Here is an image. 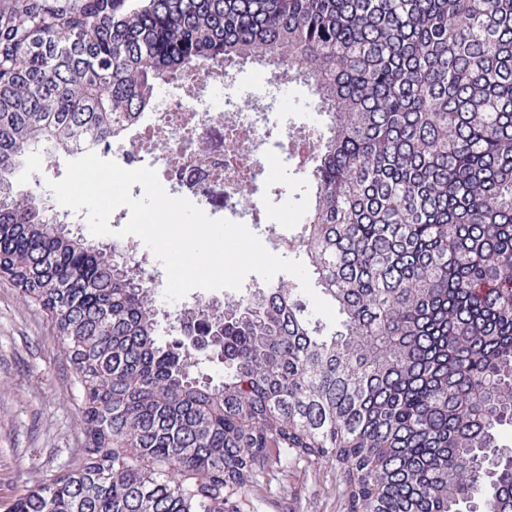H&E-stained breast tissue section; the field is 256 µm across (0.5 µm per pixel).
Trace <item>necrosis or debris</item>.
<instances>
[{"mask_svg": "<svg viewBox=\"0 0 512 512\" xmlns=\"http://www.w3.org/2000/svg\"><path fill=\"white\" fill-rule=\"evenodd\" d=\"M277 95V83L236 71L193 77L161 95L112 147L120 151L125 141H134L147 155L149 168L159 172L206 171L224 189L225 219L237 222L258 205L243 196L242 185L272 183L294 146L287 115L266 107ZM215 126L224 129V155L218 160L201 149L206 130Z\"/></svg>", "mask_w": 512, "mask_h": 512, "instance_id": "necrosis-or-debris-1", "label": "necrosis or debris"}]
</instances>
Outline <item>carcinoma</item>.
Segmentation results:
<instances>
[{
    "mask_svg": "<svg viewBox=\"0 0 512 512\" xmlns=\"http://www.w3.org/2000/svg\"><path fill=\"white\" fill-rule=\"evenodd\" d=\"M254 63L327 117L306 251L333 325L282 281L165 311L12 181ZM0 278L54 323L87 439L12 512H251L319 461L344 512H512V0H0Z\"/></svg>",
    "mask_w": 512,
    "mask_h": 512,
    "instance_id": "cac0c4a2",
    "label": "carcinoma"
}]
</instances>
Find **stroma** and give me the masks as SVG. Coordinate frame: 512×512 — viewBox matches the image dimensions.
<instances>
[{"label": "stroma", "instance_id": "obj_1", "mask_svg": "<svg viewBox=\"0 0 512 512\" xmlns=\"http://www.w3.org/2000/svg\"><path fill=\"white\" fill-rule=\"evenodd\" d=\"M303 151V145H296L279 182L262 190L266 206L284 219L275 228L283 241L279 255L300 261L306 258L305 220L314 206L308 176L317 163L316 156ZM66 162L63 156L52 163L33 158L15 173V186L47 194V180L61 179ZM79 406L80 391L51 321L0 280V512H8L22 490L82 455ZM342 502L340 474L322 461L290 474L258 503L257 512H342Z\"/></svg>", "mask_w": 512, "mask_h": 512}]
</instances>
